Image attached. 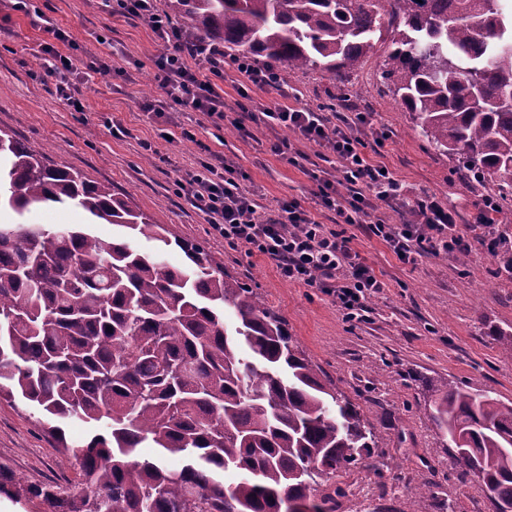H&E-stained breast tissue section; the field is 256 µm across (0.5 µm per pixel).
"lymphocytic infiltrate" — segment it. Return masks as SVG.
<instances>
[{
	"mask_svg": "<svg viewBox=\"0 0 512 512\" xmlns=\"http://www.w3.org/2000/svg\"><path fill=\"white\" fill-rule=\"evenodd\" d=\"M112 10L131 19L150 17L152 31L166 47L155 61L154 78L162 95L146 100L142 105L145 112L162 117L167 108L177 106L201 113L217 128L228 124L243 132L253 123L289 131L290 139L275 144V153L286 155L292 140L297 139L313 143L335 158L336 172L321 179L317 199L321 209L335 215L337 223L365 225L407 262L424 253L469 252L468 230L459 227L455 211L434 198L415 200L410 219L388 223L384 212L403 199L404 186L391 170L372 162L365 153L366 132H373L379 145L387 138L376 130L372 113L357 112L336 122L324 113L279 103L258 112L228 113L218 91L225 65L220 46L186 43L154 0H115ZM38 23L50 40L40 46L36 78L52 82L58 99L74 111H83L86 73H109V65L95 57H78L77 43L51 18L40 16ZM235 173L223 155L214 153L178 176L174 191L206 215L215 234L229 244L245 246L249 253L267 257L283 279L322 289L347 318L364 310L367 299L380 292L383 283L353 251L350 237L327 229L294 200H277L272 213H259Z\"/></svg>",
	"mask_w": 512,
	"mask_h": 512,
	"instance_id": "1",
	"label": "lymphocytic infiltrate"
}]
</instances>
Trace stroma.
Returning a JSON list of instances; mask_svg holds the SVG:
<instances>
[{"label": "stroma", "instance_id": "35a3bbf8", "mask_svg": "<svg viewBox=\"0 0 512 512\" xmlns=\"http://www.w3.org/2000/svg\"><path fill=\"white\" fill-rule=\"evenodd\" d=\"M35 5L71 33L81 56H95L111 67L94 75L85 108L76 112L35 80L31 72L45 34L23 13L0 0V129L48 150L54 164L88 180L130 195L152 221L174 235L201 243L224 260L225 271L249 285L266 306L282 316L298 349L333 380L370 421L378 448L370 459L337 473L347 491L337 512H405L409 498L426 487L424 512H441L455 501L457 512H495L484 486L467 473L447 448L430 416L431 383L490 392L512 403V348L498 342L512 330V203L504 204L499 231L507 244L490 255L473 241L466 263L456 254H425L400 261L364 227L345 225L351 246L370 265L384 288L366 303L362 319L346 320L333 298L319 289L281 278L266 257L248 254L215 235L201 212L174 192L178 174L195 168L207 152L224 155L243 176L242 187L262 206L276 199L298 200L322 224L315 194L335 160L320 156L308 142H293L295 163L271 146L283 131L263 126L251 136H219L199 113L171 109L169 119L144 112L142 103L160 97L154 61L164 45L151 28L114 13L106 0H36ZM354 81L360 94L331 87L316 73H289L288 91L317 112L373 113L388 132L384 145L368 143L366 152L386 165L405 185L406 200L387 210L390 223L407 218L411 200L436 198L455 210L460 224H470L475 204L490 185L463 178L455 162L430 147L414 130L380 77L377 60H369ZM124 135H113V127ZM194 139L182 138V129ZM24 224H88L108 239L109 224H89L87 214L71 203L31 209ZM0 466L21 480L65 485L78 478L74 459L61 453L38 422L32 404L14 395L0 396Z\"/></svg>", "mask_w": 512, "mask_h": 512}]
</instances>
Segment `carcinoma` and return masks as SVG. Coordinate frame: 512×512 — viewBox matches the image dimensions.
<instances>
[{
  "label": "carcinoma",
  "mask_w": 512,
  "mask_h": 512,
  "mask_svg": "<svg viewBox=\"0 0 512 512\" xmlns=\"http://www.w3.org/2000/svg\"><path fill=\"white\" fill-rule=\"evenodd\" d=\"M195 42L345 82L377 53L415 130L512 200V0H166ZM0 205L72 203L120 228L0 227V395L46 418L76 462L69 486L0 496L39 512H336L325 479L371 456L369 422L294 345L286 322L201 244L129 196L0 130ZM159 243L141 251L133 239ZM174 246L179 266L165 264ZM112 330H107V327ZM432 417L495 507H512V404L432 388ZM91 432L79 446L64 424ZM161 456L139 459L146 442ZM180 456L170 471L162 457ZM238 474L228 482L225 476Z\"/></svg>",
  "instance_id": "1"
}]
</instances>
